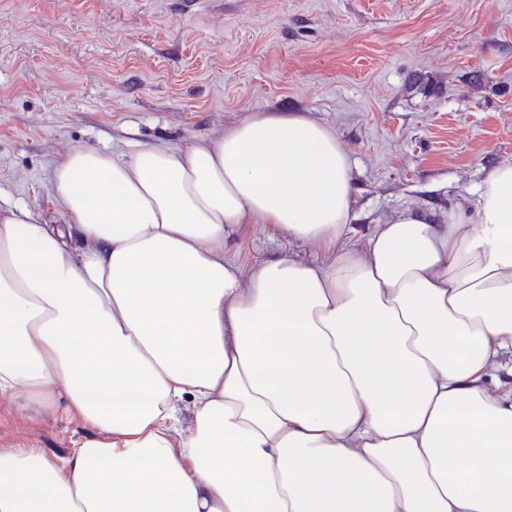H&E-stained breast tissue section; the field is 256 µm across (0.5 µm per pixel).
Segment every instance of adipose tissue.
Listing matches in <instances>:
<instances>
[{"label":"adipose tissue","instance_id":"adipose-tissue-1","mask_svg":"<svg viewBox=\"0 0 512 512\" xmlns=\"http://www.w3.org/2000/svg\"><path fill=\"white\" fill-rule=\"evenodd\" d=\"M52 189L62 226L0 211V398L90 433L0 449V512H512V165L354 249L348 158L298 112L76 147ZM246 224L322 257L243 269Z\"/></svg>","mask_w":512,"mask_h":512}]
</instances>
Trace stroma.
<instances>
[{
    "label": "stroma",
    "mask_w": 512,
    "mask_h": 512,
    "mask_svg": "<svg viewBox=\"0 0 512 512\" xmlns=\"http://www.w3.org/2000/svg\"><path fill=\"white\" fill-rule=\"evenodd\" d=\"M302 112L351 167L348 243L397 212L473 209L512 164V0H0V207L59 224L56 162L217 137ZM318 245L243 225L251 267ZM83 424L0 407V448L69 455Z\"/></svg>",
    "instance_id": "1"
}]
</instances>
